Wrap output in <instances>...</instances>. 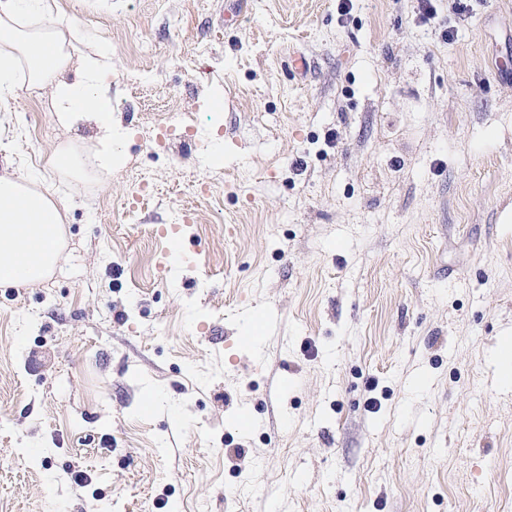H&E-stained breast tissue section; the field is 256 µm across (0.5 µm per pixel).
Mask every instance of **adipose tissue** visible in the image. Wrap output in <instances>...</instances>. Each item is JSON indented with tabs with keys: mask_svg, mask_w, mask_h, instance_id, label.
Returning <instances> with one entry per match:
<instances>
[{
	"mask_svg": "<svg viewBox=\"0 0 512 512\" xmlns=\"http://www.w3.org/2000/svg\"><path fill=\"white\" fill-rule=\"evenodd\" d=\"M56 0H0V101L24 85L48 90L57 124L75 127L88 116L100 123L96 160L115 164L109 59L74 45L71 20ZM76 78H69V71ZM64 199L34 190L24 176L0 175V285L43 282L60 267L64 249Z\"/></svg>",
	"mask_w": 512,
	"mask_h": 512,
	"instance_id": "obj_1",
	"label": "adipose tissue"
}]
</instances>
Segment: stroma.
<instances>
[{"label":"stroma","instance_id":"1","mask_svg":"<svg viewBox=\"0 0 512 512\" xmlns=\"http://www.w3.org/2000/svg\"><path fill=\"white\" fill-rule=\"evenodd\" d=\"M57 3L122 135L0 109L67 204L0 285V512H512V0Z\"/></svg>","mask_w":512,"mask_h":512}]
</instances>
